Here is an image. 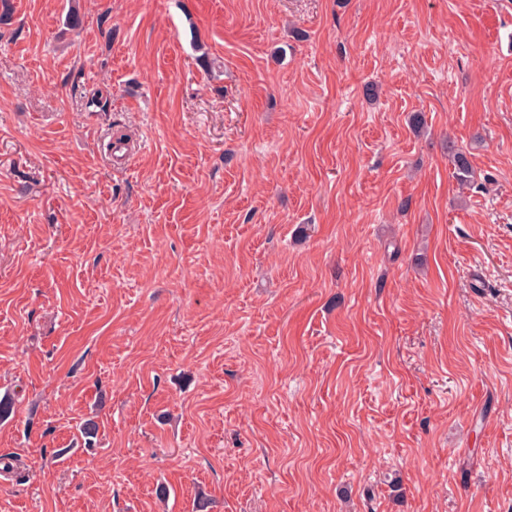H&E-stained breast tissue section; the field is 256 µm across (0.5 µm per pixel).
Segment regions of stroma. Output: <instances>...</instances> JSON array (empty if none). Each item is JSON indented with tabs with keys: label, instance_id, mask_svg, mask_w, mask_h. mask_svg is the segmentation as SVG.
<instances>
[{
	"label": "stroma",
	"instance_id": "35a3bbf8",
	"mask_svg": "<svg viewBox=\"0 0 512 512\" xmlns=\"http://www.w3.org/2000/svg\"><path fill=\"white\" fill-rule=\"evenodd\" d=\"M1 398L0 512H512V0H0Z\"/></svg>",
	"mask_w": 512,
	"mask_h": 512
}]
</instances>
